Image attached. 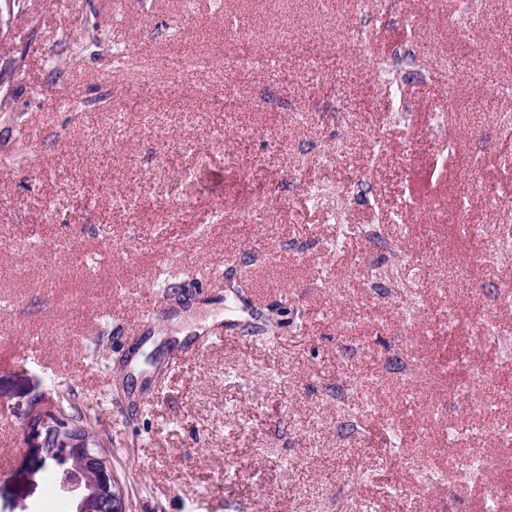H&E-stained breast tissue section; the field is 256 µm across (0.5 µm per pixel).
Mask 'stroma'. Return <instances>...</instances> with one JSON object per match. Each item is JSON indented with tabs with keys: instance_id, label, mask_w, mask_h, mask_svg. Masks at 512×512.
<instances>
[{
	"instance_id": "1",
	"label": "stroma",
	"mask_w": 512,
	"mask_h": 512,
	"mask_svg": "<svg viewBox=\"0 0 512 512\" xmlns=\"http://www.w3.org/2000/svg\"><path fill=\"white\" fill-rule=\"evenodd\" d=\"M456 5L374 8L364 52L341 24L349 0H16L0 36V145L25 155L0 161V512H68L28 426L67 388L98 402L129 512H512V446L496 436L512 429V351L478 339L512 333V262L488 256L512 234V139L498 134L512 0H485L460 34ZM228 12L258 39L284 25L321 41L341 66L313 75L287 47L259 72L212 67L201 83L239 99L224 114L160 81L144 89L153 119L86 109L100 85L122 87L114 47L217 59ZM409 17L438 65L404 87L413 130L387 124L369 65ZM96 27L111 46L75 54ZM436 113L452 144L429 130ZM322 182L333 193L312 204ZM128 193L141 208L113 210ZM340 204L408 254L407 295L371 277L392 263L376 242L337 244ZM97 336L107 350L86 363Z\"/></svg>"
}]
</instances>
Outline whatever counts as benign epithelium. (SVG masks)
<instances>
[{
    "mask_svg": "<svg viewBox=\"0 0 512 512\" xmlns=\"http://www.w3.org/2000/svg\"><path fill=\"white\" fill-rule=\"evenodd\" d=\"M45 432L40 448L61 468L56 489L71 512H128L124 489L109 459L108 448L79 427L65 425L57 415L37 418Z\"/></svg>",
    "mask_w": 512,
    "mask_h": 512,
    "instance_id": "7a95c632",
    "label": "benign epithelium"
}]
</instances>
